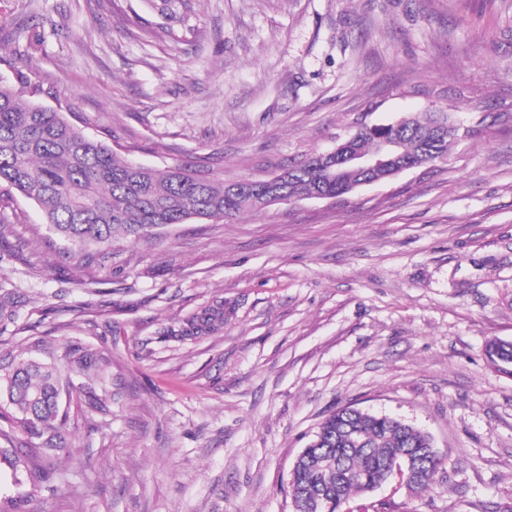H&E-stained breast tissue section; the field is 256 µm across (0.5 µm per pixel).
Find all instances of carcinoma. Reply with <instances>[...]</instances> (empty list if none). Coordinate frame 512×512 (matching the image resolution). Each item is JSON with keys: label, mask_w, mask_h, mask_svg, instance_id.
I'll list each match as a JSON object with an SVG mask.
<instances>
[{"label": "carcinoma", "mask_w": 512, "mask_h": 512, "mask_svg": "<svg viewBox=\"0 0 512 512\" xmlns=\"http://www.w3.org/2000/svg\"><path fill=\"white\" fill-rule=\"evenodd\" d=\"M169 22L185 23L195 0H147ZM445 112H427L394 131L390 127L359 135L353 146L372 152L383 137L398 136L402 159L418 166L448 154L458 136L441 137ZM279 184L288 200L317 193L346 195L329 180L312 155L283 169ZM15 190L44 208L50 233L66 244V259L77 270L102 268L112 259V243L138 242L173 224L201 219L224 222L263 211L259 198L266 181L205 177L182 165L157 169L118 157L105 140L87 136L64 113L22 98L0 83V188ZM22 296L0 287V330L16 323ZM224 299L216 298L163 331L177 341L202 340L224 331ZM36 347L49 360L8 356L0 360V406L10 409L0 429V459L12 467L14 486L41 488L54 478L56 461L73 447L64 395H74L96 416L112 415V355L81 341L60 346L41 340ZM489 349L512 366V341L493 339ZM68 393H63L64 385ZM24 434L30 448L12 447V432ZM410 457L420 477L414 490L436 485L441 467L428 435L390 415H365L348 405L329 415L304 448L292 470L290 496L306 512H336V504L391 479L389 462Z\"/></svg>", "instance_id": "carcinoma-1"}]
</instances>
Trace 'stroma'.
Returning a JSON list of instances; mask_svg holds the SVG:
<instances>
[{
    "instance_id": "obj_1",
    "label": "stroma",
    "mask_w": 512,
    "mask_h": 512,
    "mask_svg": "<svg viewBox=\"0 0 512 512\" xmlns=\"http://www.w3.org/2000/svg\"><path fill=\"white\" fill-rule=\"evenodd\" d=\"M181 40L142 0H0V80L122 155L263 179L357 126L426 111L462 134L432 167L337 199L190 221L112 249L88 286L43 209L0 194V352L112 356V415L70 407L72 459L35 512H292L293 463L351 405L427 431L443 480L348 512H512V0H197ZM41 236L38 251L18 242ZM221 335L165 327L211 299ZM22 305L23 298L16 290L0 287V331L16 324Z\"/></svg>"
}]
</instances>
